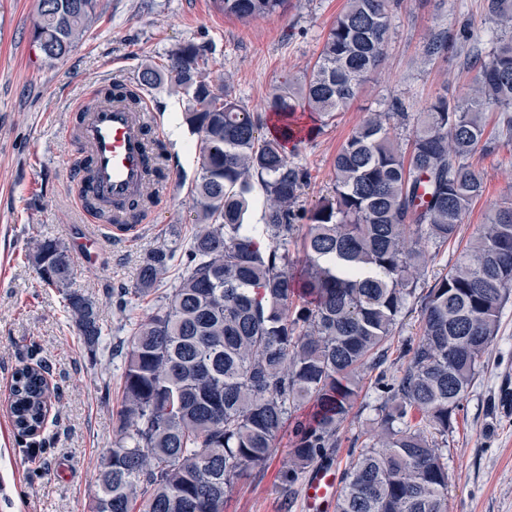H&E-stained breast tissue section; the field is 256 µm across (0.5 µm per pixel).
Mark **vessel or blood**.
Here are the masks:
<instances>
[{"instance_id":"b4317fda","label":"vessel or blood","mask_w":512,"mask_h":512,"mask_svg":"<svg viewBox=\"0 0 512 512\" xmlns=\"http://www.w3.org/2000/svg\"><path fill=\"white\" fill-rule=\"evenodd\" d=\"M153 116L150 108L134 110L124 103L102 100L82 111L67 137L76 139L83 149L74 165L78 202L89 224H98L91 242L125 243L139 230L132 224V205L140 199L147 184L148 152L145 131ZM105 205L110 216L99 221L91 211L93 203ZM341 472L329 463L314 469L304 486L305 512H323L333 500L340 484Z\"/></svg>"}]
</instances>
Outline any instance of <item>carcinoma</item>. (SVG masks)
<instances>
[{
  "label": "carcinoma",
  "instance_id": "cac0c4a2",
  "mask_svg": "<svg viewBox=\"0 0 512 512\" xmlns=\"http://www.w3.org/2000/svg\"><path fill=\"white\" fill-rule=\"evenodd\" d=\"M246 20L288 0H215ZM398 0H346L311 76L286 82L262 118L208 80L207 48L188 42L161 67L141 66L134 85L114 82L107 97L138 108L143 91L168 82L188 101L183 120L197 136L201 165L192 189L195 231L179 280L149 316L132 324L123 363L120 437L102 459L88 512H224L236 481L270 458L290 407L295 422L288 484L325 459L359 396L362 375L382 364L409 300L420 303L422 335L409 346L402 377L375 378L377 442L354 456L336 512H448V462L438 441L485 366L512 300V203L491 208L457 262L428 284L424 244L456 239L484 179L468 159L487 147L485 112L512 133V37L474 62L463 99L442 96L420 113L407 151L391 137L395 103L372 112L334 158L332 193L309 211L296 204L308 172L288 158L303 106L319 119L344 111L383 62ZM486 13L512 29V0H486ZM97 16V0H39L34 42L44 61L67 57ZM467 27L428 44L426 54L463 45ZM260 186L265 223L247 224ZM302 269L286 247L300 219ZM174 252L142 261L134 293L156 292ZM40 283L57 289L91 355L104 331L97 303L72 288L67 247L35 242ZM305 303L297 306L294 296ZM56 399L42 364L13 375L8 411L23 437L46 428Z\"/></svg>",
  "mask_w": 512,
  "mask_h": 512
}]
</instances>
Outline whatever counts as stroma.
Returning a JSON list of instances; mask_svg holds the SVG:
<instances>
[{
  "mask_svg": "<svg viewBox=\"0 0 512 512\" xmlns=\"http://www.w3.org/2000/svg\"><path fill=\"white\" fill-rule=\"evenodd\" d=\"M345 2L288 0L281 12L241 21L224 16L214 0H99L95 24L65 59L50 64L33 39L38 0H0V512H87L100 461L119 434L117 351L132 322L151 314L174 286L182 266L172 262L156 294L140 298L129 292L126 309H118L110 293L133 287L151 251L183 254L194 232L197 138L182 119L185 97L164 83L145 98L157 116L154 134L169 154L167 183L146 203L140 230L129 243H105L94 264L85 262L77 252L86 229L72 174L79 151L66 135L76 123L74 105L94 106L100 86L133 81L145 61L163 65L171 50L194 42L210 49L208 73L215 87L250 111L266 113L281 84L310 76ZM464 25L474 51L489 50L502 34L484 0H401L382 66L345 112L288 147L289 157L310 175L300 207L312 208L331 193L336 153L368 113L389 111L398 102L415 118L437 97L465 96L475 73L464 53L424 55L433 35ZM471 164L484 177V194L457 239L433 251L426 281L452 267L491 207L512 202V142L496 136ZM43 237L65 242L74 288L100 307L104 332L96 357H89L57 290L37 278L32 248ZM419 335L420 306L412 301L399 317L384 365L387 376L402 374L407 361L399 352ZM36 363L47 366L57 393L38 447L18 435L6 411L14 371ZM377 395L375 375L366 373L362 393L336 434L333 459L340 470L375 442ZM288 438V431L280 432L271 459L238 481L224 512H303V482L290 487L281 478ZM443 454L448 512H512V303L502 311L485 368L463 398Z\"/></svg>",
  "mask_w": 512,
  "mask_h": 512,
  "instance_id": "obj_1",
  "label": "stroma"
}]
</instances>
